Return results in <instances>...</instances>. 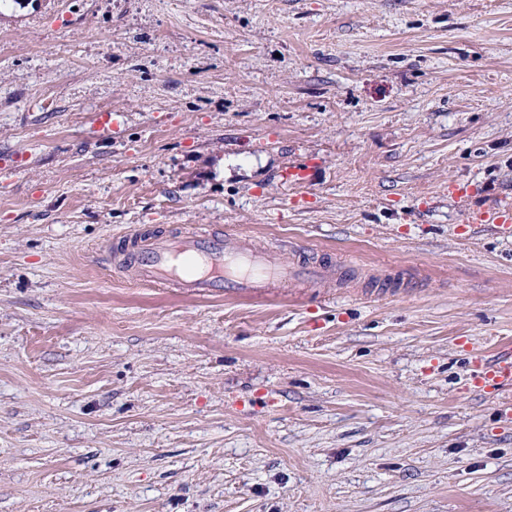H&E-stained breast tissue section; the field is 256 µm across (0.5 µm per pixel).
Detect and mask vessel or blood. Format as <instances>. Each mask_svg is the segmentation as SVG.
<instances>
[{
	"instance_id": "vessel-or-blood-1",
	"label": "vessel or blood",
	"mask_w": 512,
	"mask_h": 512,
	"mask_svg": "<svg viewBox=\"0 0 512 512\" xmlns=\"http://www.w3.org/2000/svg\"><path fill=\"white\" fill-rule=\"evenodd\" d=\"M114 271L153 288H184L198 296L260 297L291 284L309 287L346 279L343 266L294 253L275 261L246 236L185 228L136 227L118 236ZM477 384L512 387V344L480 360Z\"/></svg>"
}]
</instances>
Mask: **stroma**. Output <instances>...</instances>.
<instances>
[{
	"mask_svg": "<svg viewBox=\"0 0 512 512\" xmlns=\"http://www.w3.org/2000/svg\"><path fill=\"white\" fill-rule=\"evenodd\" d=\"M504 203L512 0H0V512H512ZM139 225L412 290L151 288ZM369 291L376 296H395L409 288H405L404 279L398 274H384L375 280ZM476 383L512 387V344L502 348L491 359L479 360Z\"/></svg>",
	"mask_w": 512,
	"mask_h": 512,
	"instance_id": "1",
	"label": "stroma"
}]
</instances>
